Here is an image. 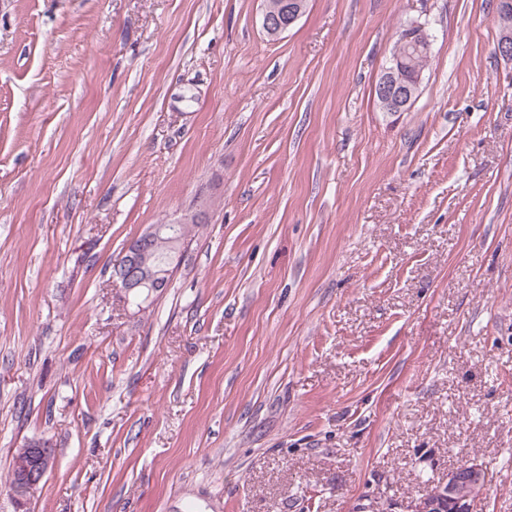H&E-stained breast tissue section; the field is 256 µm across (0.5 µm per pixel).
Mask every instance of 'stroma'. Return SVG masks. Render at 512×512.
<instances>
[{"instance_id":"obj_1","label":"stroma","mask_w":512,"mask_h":512,"mask_svg":"<svg viewBox=\"0 0 512 512\" xmlns=\"http://www.w3.org/2000/svg\"><path fill=\"white\" fill-rule=\"evenodd\" d=\"M495 5L309 0L272 38L262 0H0V512L33 441L56 464L24 512H360L468 460L474 512H512ZM202 206L138 310L113 260ZM396 55L402 59L404 75L410 77L419 76L423 72L427 62L428 54H421L417 51L412 42L400 44L397 38L391 60ZM390 60V61H391ZM419 79L413 84L405 82L401 68L397 65V59L391 61L382 74L379 85V97L384 112H405L419 93Z\"/></svg>"}]
</instances>
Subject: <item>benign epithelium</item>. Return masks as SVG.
Listing matches in <instances>:
<instances>
[{
  "mask_svg": "<svg viewBox=\"0 0 512 512\" xmlns=\"http://www.w3.org/2000/svg\"><path fill=\"white\" fill-rule=\"evenodd\" d=\"M306 0H282L275 5L264 0L262 28L271 36H278L292 27L305 13ZM402 38L416 39L424 49H430V35L422 24L405 28ZM497 54L509 60L512 58V29L501 30L496 45ZM419 83L405 82L397 61H391L382 74L379 97L385 112H405L419 93ZM154 230L131 240L121 257L115 262L112 286L126 296L139 295L145 288L158 286L157 275L151 265L150 241ZM55 464V452L45 442H32L19 450L15 481L11 490L19 505H24L34 496L45 475ZM486 472L483 466L470 461L448 468V475L433 480L416 497L405 501H388L382 512H473L475 497L473 491L485 485Z\"/></svg>",
  "mask_w": 512,
  "mask_h": 512,
  "instance_id": "1",
  "label": "benign epithelium"
}]
</instances>
